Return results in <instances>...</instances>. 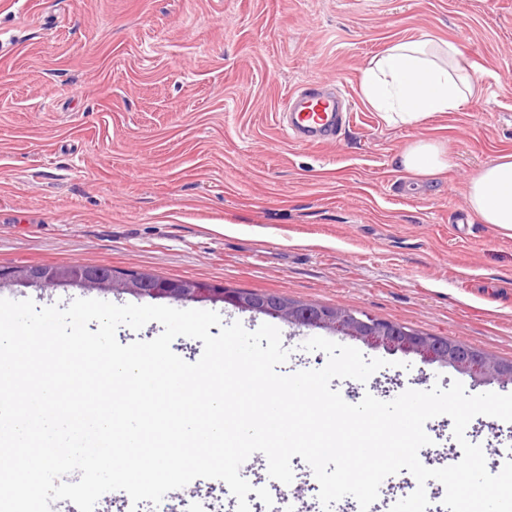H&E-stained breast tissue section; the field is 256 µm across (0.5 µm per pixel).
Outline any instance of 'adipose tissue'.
Wrapping results in <instances>:
<instances>
[{
  "label": "adipose tissue",
  "mask_w": 512,
  "mask_h": 512,
  "mask_svg": "<svg viewBox=\"0 0 512 512\" xmlns=\"http://www.w3.org/2000/svg\"><path fill=\"white\" fill-rule=\"evenodd\" d=\"M360 90L386 125L415 127L432 116L463 111L477 81L454 43L424 36L392 42L362 71ZM395 161L401 172L430 177L449 166L451 154L446 142L421 137ZM466 201L482 223L512 232V152H502L473 174Z\"/></svg>",
  "instance_id": "1"
}]
</instances>
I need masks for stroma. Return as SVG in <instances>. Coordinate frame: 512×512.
<instances>
[{
	"label": "stroma",
	"mask_w": 512,
	"mask_h": 512,
	"mask_svg": "<svg viewBox=\"0 0 512 512\" xmlns=\"http://www.w3.org/2000/svg\"><path fill=\"white\" fill-rule=\"evenodd\" d=\"M454 42L480 92L460 112L389 127L363 99L362 70L391 42ZM343 87L339 136L292 142L284 106L298 87ZM421 136L452 166L414 184L396 155ZM512 151V0H0V266L80 262L203 280L362 310L512 360V234L469 218L471 174ZM0 298L68 307L135 295L10 285ZM224 323H272L284 373L319 369L314 336L350 337L216 303ZM387 360L367 382L333 379L351 404L460 380L512 393L420 356ZM422 456L463 452L447 416ZM465 435L498 473L512 423Z\"/></svg>",
	"instance_id": "35a3bbf8"
}]
</instances>
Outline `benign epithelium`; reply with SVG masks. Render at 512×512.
<instances>
[{
  "label": "benign epithelium",
  "mask_w": 512,
  "mask_h": 512,
  "mask_svg": "<svg viewBox=\"0 0 512 512\" xmlns=\"http://www.w3.org/2000/svg\"><path fill=\"white\" fill-rule=\"evenodd\" d=\"M12 283L28 286H75L83 289L122 291L177 303L210 301L283 319L300 327L329 329L360 340L371 347L414 353L428 362H440L456 371L489 381L512 383V361H504L463 342L423 334L398 326L365 311L301 303L280 297L267 308L260 297L248 298L235 289L205 282L145 276L119 280L103 266L75 263L39 269L31 266L0 269V287Z\"/></svg>",
  "instance_id": "7a95c632"
}]
</instances>
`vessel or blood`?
Wrapping results in <instances>:
<instances>
[{
    "mask_svg": "<svg viewBox=\"0 0 512 512\" xmlns=\"http://www.w3.org/2000/svg\"><path fill=\"white\" fill-rule=\"evenodd\" d=\"M286 131L293 141L312 143L335 138L344 122V101L336 94L302 88L286 105Z\"/></svg>",
    "mask_w": 512,
    "mask_h": 512,
    "instance_id": "1",
    "label": "vessel or blood"
}]
</instances>
